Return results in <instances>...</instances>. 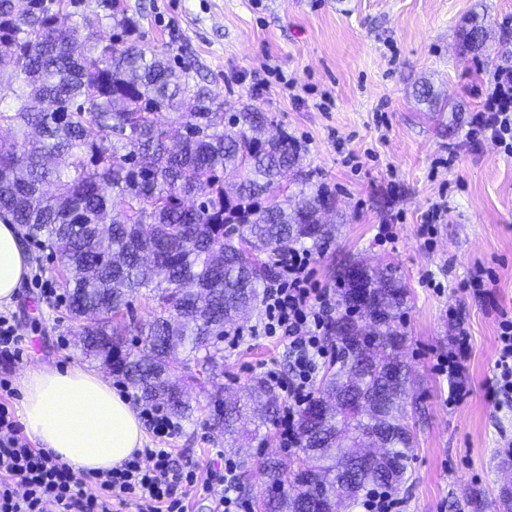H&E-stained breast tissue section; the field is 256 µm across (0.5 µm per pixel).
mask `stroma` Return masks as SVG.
Segmentation results:
<instances>
[{
	"label": "stroma",
	"instance_id": "35a3bbf8",
	"mask_svg": "<svg viewBox=\"0 0 512 512\" xmlns=\"http://www.w3.org/2000/svg\"><path fill=\"white\" fill-rule=\"evenodd\" d=\"M143 14L145 43L175 70H188L215 102L242 100L270 112L306 150L313 183L336 199V233L313 254L314 279L337 288L345 257L390 267L409 291L400 312L403 350L414 379L417 442L398 497L403 512H503L501 487L512 485V407L489 397L501 308H512V156L492 142H467L495 68L512 62V0H123ZM485 15L495 42L489 54L463 50L461 31L472 12ZM428 81L434 113L415 89ZM456 158H449V151ZM441 207L431 232L424 214ZM392 240L379 242L380 225ZM30 270L61 288L58 255L27 242ZM482 274L476 296L460 285ZM26 279L6 311L26 340L21 358L0 360V378L18 383L30 368L88 367L62 303L43 300ZM462 355L459 398L436 370L438 357ZM288 352L274 338L248 337L224 350V393L245 395L268 370L285 371ZM195 407L169 445L181 465L206 473L220 448L251 487L264 481L263 462L283 456L276 431L226 446L210 422L209 385L186 382Z\"/></svg>",
	"mask_w": 512,
	"mask_h": 512
}]
</instances>
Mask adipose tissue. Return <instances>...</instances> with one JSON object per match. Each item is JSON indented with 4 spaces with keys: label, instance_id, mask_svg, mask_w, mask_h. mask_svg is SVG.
I'll list each match as a JSON object with an SVG mask.
<instances>
[{
    "label": "adipose tissue",
    "instance_id": "1",
    "mask_svg": "<svg viewBox=\"0 0 512 512\" xmlns=\"http://www.w3.org/2000/svg\"><path fill=\"white\" fill-rule=\"evenodd\" d=\"M28 272L17 227L0 221V305L12 302ZM21 392L27 433L76 469L119 467L142 447L144 432L136 411L96 372L32 368Z\"/></svg>",
    "mask_w": 512,
    "mask_h": 512
}]
</instances>
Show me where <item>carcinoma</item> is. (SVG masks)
I'll return each instance as SVG.
<instances>
[{
  "mask_svg": "<svg viewBox=\"0 0 512 512\" xmlns=\"http://www.w3.org/2000/svg\"><path fill=\"white\" fill-rule=\"evenodd\" d=\"M62 15L76 22L63 29ZM144 38L122 0H31L24 15L0 0V103L12 99L0 106V219L59 255L86 358L178 421L194 416L183 382L196 367L215 388V425L233 436L246 404L224 401L219 383L226 328L263 300L284 244L318 250L332 238L322 213L335 199L313 188L302 147L261 108L205 101ZM464 41L486 51L479 15ZM286 171L297 191L278 194ZM336 279V366L300 411L299 451L265 462L257 512H341L406 480L416 436L397 319L408 289L392 269L349 258ZM137 297L147 322L129 317ZM249 397L260 425L274 424L273 384L254 380ZM375 434L388 450L368 469L357 451Z\"/></svg>",
  "mask_w": 512,
  "mask_h": 512,
  "instance_id": "obj_1",
  "label": "carcinoma"
}]
</instances>
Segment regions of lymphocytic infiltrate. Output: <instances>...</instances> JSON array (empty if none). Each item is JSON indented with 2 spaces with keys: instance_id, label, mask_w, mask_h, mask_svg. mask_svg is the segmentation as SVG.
Here are the masks:
<instances>
[{
  "instance_id": "f902f5d3",
  "label": "lymphocytic infiltrate",
  "mask_w": 512,
  "mask_h": 512,
  "mask_svg": "<svg viewBox=\"0 0 512 512\" xmlns=\"http://www.w3.org/2000/svg\"><path fill=\"white\" fill-rule=\"evenodd\" d=\"M468 142L490 140L512 154V65L498 66L480 109L473 113ZM313 257L303 248L283 252L278 277L263 296L264 319L250 332L234 331L229 343L245 335L280 337L288 346V376L267 379L284 392L288 403L277 420L280 443L299 445V409L313 397L317 374L330 355L325 333L336 311V295L312 284ZM495 372L488 384L491 397L512 399V314L501 311ZM206 494L213 512H250L238 491L232 464L208 469L204 479L185 472L169 448L136 451L121 467L77 471L52 450L31 447L5 406H0V512H187L193 492Z\"/></svg>"
}]
</instances>
